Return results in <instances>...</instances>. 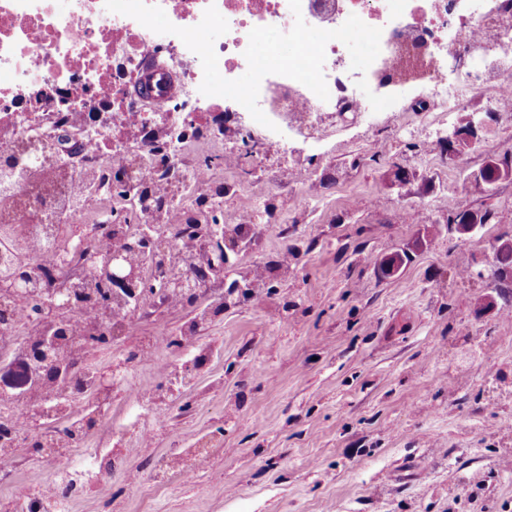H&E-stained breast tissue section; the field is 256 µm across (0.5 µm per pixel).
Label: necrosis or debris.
Segmentation results:
<instances>
[{"instance_id":"4bbe7bcc","label":"necrosis or debris","mask_w":512,"mask_h":512,"mask_svg":"<svg viewBox=\"0 0 512 512\" xmlns=\"http://www.w3.org/2000/svg\"><path fill=\"white\" fill-rule=\"evenodd\" d=\"M179 27L197 25L208 6H215L229 29L214 49L222 77H241L248 64L244 52L253 28L274 26L290 31L296 17L313 27L335 29L349 16L381 29V51L366 72L351 68L347 47L329 41L323 74L329 91L320 99L300 82L271 74L260 84L258 105L271 127L251 122L260 132L261 157L285 152L289 140L324 141L331 137L330 116L337 112L371 114L382 105L377 80L405 98L406 56L430 44L439 64L426 68L422 85L437 106L453 111L460 91L448 81L447 60L482 51L471 72L478 86L490 89L496 101L512 104V0H301L293 15L289 0H153ZM204 73L200 58L175 35L158 34L132 17L109 12L104 0H0V173L15 156L33 163L9 183L0 182V224L42 240L44 251H29L19 260L32 270L52 269L38 288L63 292L94 284L84 270L62 269L55 247L67 224H82L94 213L108 210L119 224L98 223L82 243L99 252L111 231L147 232L162 240L165 252L179 255L178 269L194 275L204 265L208 248L199 242L192 254H181L183 240L175 236L170 216L200 198H222L224 182L195 166L203 152L223 153L224 128L213 113L196 111ZM92 96L112 110L111 122L91 112H77L73 101ZM158 128L159 134L137 142L113 144L112 129L127 123ZM211 128L201 138L200 126ZM125 169L122 198H112L113 172ZM0 316V356L16 369L7 393L0 395V413L12 421V437L0 443V460L14 461L27 434L32 412L47 424L40 438L53 455L55 468L44 479L52 496L24 500L22 512H70L82 483L101 480L125 461L112 448L86 439L78 449L71 434L87 418L103 421L112 411V395L101 389L94 370L83 369L74 385L45 389L44 365L29 356L32 336L48 335L30 304L6 303ZM147 307L137 292H113L94 319L74 315L75 333L56 347L61 361L82 359L89 334L129 335L135 318Z\"/></svg>"}]
</instances>
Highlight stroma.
I'll list each match as a JSON object with an SVG mask.
<instances>
[{
	"instance_id": "1",
	"label": "stroma",
	"mask_w": 512,
	"mask_h": 512,
	"mask_svg": "<svg viewBox=\"0 0 512 512\" xmlns=\"http://www.w3.org/2000/svg\"><path fill=\"white\" fill-rule=\"evenodd\" d=\"M473 112L484 126L448 163L438 135ZM335 125L332 143H292V172L283 158L246 160L257 138L225 125V155L239 160L211 159L225 223L249 188L288 233L261 229L213 277L219 291L242 277L254 288L196 336L215 350L173 397H196L187 415L164 425L114 391L113 431L139 432L118 442L111 496L91 491L72 512H512V282L495 279L491 250L512 238V180L473 178L512 153V112L471 90L451 112L388 108L369 135L351 113ZM485 208L495 218L474 235L450 231V214ZM403 251L399 273L382 275ZM191 318L182 306L136 318L87 362L122 360ZM215 434L224 451L192 482L147 480Z\"/></svg>"
}]
</instances>
